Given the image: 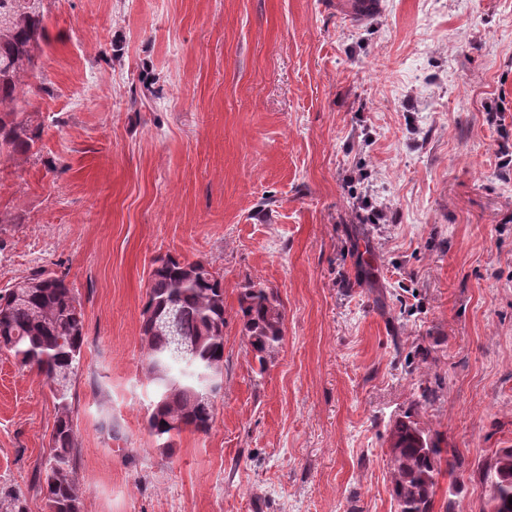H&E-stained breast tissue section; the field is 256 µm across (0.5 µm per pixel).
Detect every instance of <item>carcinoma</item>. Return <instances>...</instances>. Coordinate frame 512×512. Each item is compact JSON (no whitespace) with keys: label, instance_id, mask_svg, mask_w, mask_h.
Returning <instances> with one entry per match:
<instances>
[{"label":"carcinoma","instance_id":"obj_1","mask_svg":"<svg viewBox=\"0 0 512 512\" xmlns=\"http://www.w3.org/2000/svg\"><path fill=\"white\" fill-rule=\"evenodd\" d=\"M46 41L42 0H0V158L27 155L41 136L33 113L19 108L26 79L35 76L37 53ZM24 297L0 290V350L25 365L37 367L50 382L55 405L51 450L40 464V490L50 512H80L81 488L76 478L79 443L72 417V380L81 366L84 311L65 277L42 269L21 280ZM242 333L259 371L284 337V314L273 293L259 284L239 297ZM176 310V332L195 346L193 363L173 356L172 340L154 331L156 316ZM224 283L202 260L160 256L154 260L142 309L141 341L146 371L156 399L147 429L160 448L172 447L187 428L208 432L213 405L197 400L206 375L224 373ZM438 437L409 416L390 429V463L396 512H432L443 454ZM501 487L488 498L487 512H512V448H503L483 474ZM0 512H28L26 498L0 488Z\"/></svg>","mask_w":512,"mask_h":512}]
</instances>
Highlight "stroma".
Instances as JSON below:
<instances>
[{
  "label": "stroma",
  "instance_id": "stroma-1",
  "mask_svg": "<svg viewBox=\"0 0 512 512\" xmlns=\"http://www.w3.org/2000/svg\"><path fill=\"white\" fill-rule=\"evenodd\" d=\"M42 5V135L0 160V289L43 269L84 309L82 512H395L405 415L465 458L433 512H487L481 474L512 448V0ZM166 254L223 276L226 320L213 427L169 452L140 341ZM253 282L285 312L263 371ZM54 419L45 376L0 351V485L28 512H48Z\"/></svg>",
  "mask_w": 512,
  "mask_h": 512
}]
</instances>
